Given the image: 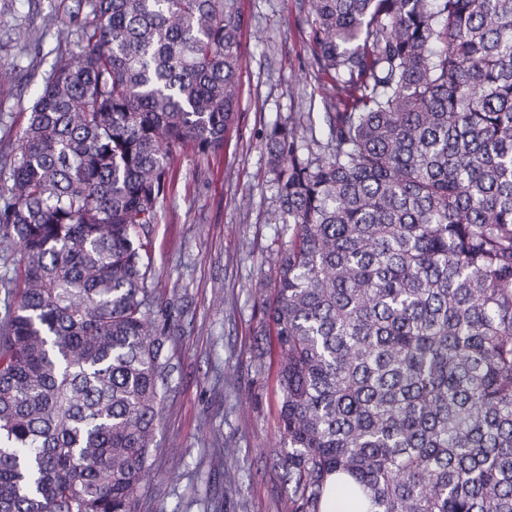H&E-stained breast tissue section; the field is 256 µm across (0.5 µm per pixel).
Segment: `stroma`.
Wrapping results in <instances>:
<instances>
[{
    "instance_id": "1",
    "label": "stroma",
    "mask_w": 512,
    "mask_h": 512,
    "mask_svg": "<svg viewBox=\"0 0 512 512\" xmlns=\"http://www.w3.org/2000/svg\"><path fill=\"white\" fill-rule=\"evenodd\" d=\"M241 96L220 159L173 156L174 191L153 225L154 305L168 309L172 371L141 512H290L270 465L282 449L276 349L264 334L277 253L289 232L277 206L265 135L310 113L325 140L323 92L305 64L301 0H239ZM72 0H0V155L15 150L41 81L58 55ZM41 27L40 49L24 32ZM231 446L234 456L221 454ZM240 481L229 486L225 471Z\"/></svg>"
}]
</instances>
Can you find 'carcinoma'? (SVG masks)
<instances>
[{
  "label": "carcinoma",
  "instance_id": "obj_1",
  "mask_svg": "<svg viewBox=\"0 0 512 512\" xmlns=\"http://www.w3.org/2000/svg\"><path fill=\"white\" fill-rule=\"evenodd\" d=\"M0 167V512H139L170 157L236 120L237 0H74ZM326 141L266 137L291 512H512V0H305ZM77 37L78 50L69 48Z\"/></svg>",
  "mask_w": 512,
  "mask_h": 512
}]
</instances>
